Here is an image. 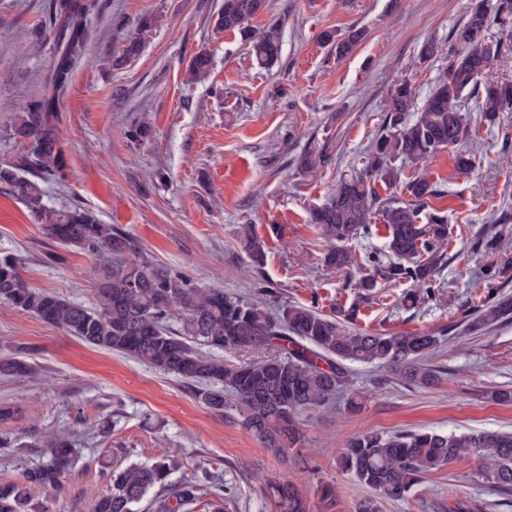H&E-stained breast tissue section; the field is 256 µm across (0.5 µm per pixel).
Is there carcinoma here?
Instances as JSON below:
<instances>
[{"label": "carcinoma", "instance_id": "1", "mask_svg": "<svg viewBox=\"0 0 512 512\" xmlns=\"http://www.w3.org/2000/svg\"><path fill=\"white\" fill-rule=\"evenodd\" d=\"M267 0H224L216 29L239 32L258 66L270 68L280 60L281 32L275 23L261 31L247 23L266 11ZM49 35L59 58L45 89L18 105L6 136L24 147L20 161L0 163V189L22 202L53 243L76 252L100 256L90 279L94 306L71 301L54 292L32 287L22 275V263L11 253L0 254V302L63 329L81 341L149 365L174 376L191 396L216 416L237 407L244 428L272 453L286 457L300 441L296 415L332 401L343 387L349 363H376L397 373L409 387L439 383L437 371L426 365L439 344L433 332L382 334L348 329L313 307L273 304L276 291L256 288L249 299L222 288L194 284L181 274L146 258L128 234L103 224L79 205L57 210L44 203L42 184L66 178L55 123L67 94L71 74L87 49V22L99 13L100 0H46ZM512 0L492 9L489 0H472L467 19L452 35L448 69L420 109L406 78L398 80L387 109L388 130L374 143L366 176L343 179L328 201L309 212V221L328 244L325 264L337 270L351 266L348 244L370 232L374 209L388 229L385 248L372 252L365 273L356 282L358 293L371 292L377 280L409 281L414 288L405 300L414 306L435 296L448 245V217L430 205L438 194L427 175L400 182L394 162H423L468 142L471 128L464 113L466 101L484 95L483 111L512 107L511 82H484L482 77L504 43L485 38L496 23L507 24ZM152 19L144 18L127 39L121 61L140 53ZM354 31L324 42L336 54L349 52L360 40ZM211 53L197 52L188 77L205 79ZM416 112L414 119L407 113ZM31 177H26V174ZM403 184L407 198L378 200L374 183ZM240 244L252 266L260 268L267 243L249 224ZM179 323L173 328L172 321ZM512 321V296L489 288L484 303L468 314L466 330L484 332ZM233 351H265L252 361L232 363L204 353L200 347ZM0 373L31 374L21 358L0 360ZM73 450L65 437L50 440L44 460L26 469L18 482L0 483V512H28L29 490L36 487L48 498L60 494L62 475ZM481 461L482 478L498 493L512 495V433L475 431L441 434L435 431L398 433L385 437L363 431L351 437L339 457V467L372 494L354 512H382L385 501H407L423 476L465 456ZM170 463L129 465L110 475V489L99 495L94 512H135V506L157 489L154 512H177L196 502L210 477L205 475L168 488ZM281 512H308L296 485L283 478L271 486Z\"/></svg>", "mask_w": 512, "mask_h": 512}]
</instances>
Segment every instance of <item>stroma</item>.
Masks as SVG:
<instances>
[{"instance_id": "35a3bbf8", "label": "stroma", "mask_w": 512, "mask_h": 512, "mask_svg": "<svg viewBox=\"0 0 512 512\" xmlns=\"http://www.w3.org/2000/svg\"><path fill=\"white\" fill-rule=\"evenodd\" d=\"M88 23V52L72 75L59 108L57 135L68 177L44 186L56 209L80 205L102 223L130 234L153 261L202 286L251 296L256 283L275 288L279 301L315 307L340 318L358 305L355 328L378 333L431 331L442 342L430 358L441 372L435 387L414 389L388 370L355 363L344 394L299 417L301 440L287 460L276 458L242 425L236 410L219 418L173 376L128 357L90 346L30 314L0 303V359L23 357L30 376H0V403L14 406L1 425L11 438L0 449V482L14 480L42 460L46 437L78 431L79 456L63 475V492L48 512H93L109 488L106 474L138 463L175 460L168 481L178 485L209 471L213 482L235 487L227 512H279L270 483H298L310 512H354L368 495L337 465L347 440L362 431L512 432V402L492 392L512 390V321L482 336L453 329L465 310L482 303L485 276L495 273L512 294V112L487 118L469 100V149L475 164L457 171L451 151L401 163L403 177L426 173L439 188L433 207L448 214L451 234L436 297L408 308L407 284H378V301L360 304L354 284L370 252L382 249L387 229L373 216L370 235L350 250L357 267H327V244L309 222L336 182L365 174L368 154L387 129L395 84L408 77L423 103L448 65L452 31L470 0H269L253 29L278 23L280 61L259 67L236 32L215 28L224 0H101ZM153 27L136 57L112 59L142 17ZM363 30L344 57L323 43L325 32ZM43 0H0V162H17L21 144L4 127L19 103L41 89L56 51L46 36ZM428 41L437 56L418 62ZM212 54L209 77L187 79L192 56ZM145 121L151 137L127 132ZM322 152L325 162L304 171L299 160ZM268 244L262 269L239 244L242 225ZM493 248H486V241ZM26 207L0 192V253L21 256L23 275L36 288L92 305L91 255L61 251ZM357 398L350 411L348 398ZM469 456L426 475L419 499L388 502L384 512H448L455 500L480 512H512L478 475ZM328 485L336 497L322 502Z\"/></svg>"}]
</instances>
